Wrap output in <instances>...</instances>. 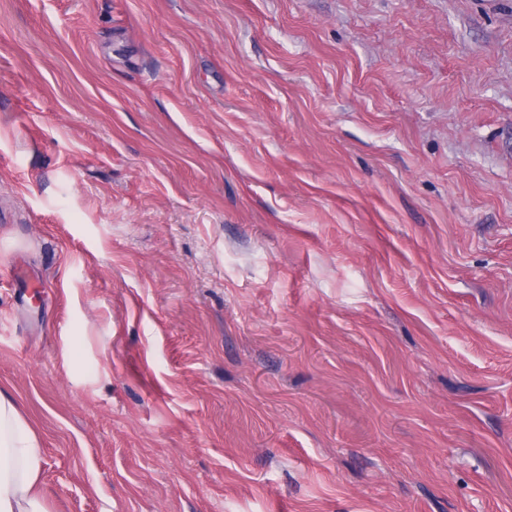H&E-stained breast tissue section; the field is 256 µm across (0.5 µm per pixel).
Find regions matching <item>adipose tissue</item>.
Returning a JSON list of instances; mask_svg holds the SVG:
<instances>
[{"label":"adipose tissue","instance_id":"ef3b65f1","mask_svg":"<svg viewBox=\"0 0 512 512\" xmlns=\"http://www.w3.org/2000/svg\"><path fill=\"white\" fill-rule=\"evenodd\" d=\"M41 465L34 430L0 392V512H44L38 490Z\"/></svg>","mask_w":512,"mask_h":512}]
</instances>
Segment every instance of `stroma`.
Segmentation results:
<instances>
[{
  "mask_svg": "<svg viewBox=\"0 0 512 512\" xmlns=\"http://www.w3.org/2000/svg\"><path fill=\"white\" fill-rule=\"evenodd\" d=\"M0 391L46 512H512V0H0Z\"/></svg>",
  "mask_w": 512,
  "mask_h": 512,
  "instance_id": "obj_1",
  "label": "stroma"
}]
</instances>
